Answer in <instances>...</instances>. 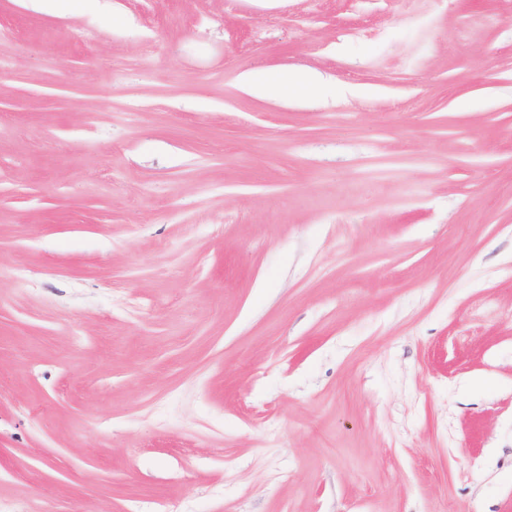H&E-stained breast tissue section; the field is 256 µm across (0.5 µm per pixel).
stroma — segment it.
Here are the masks:
<instances>
[{
	"instance_id": "obj_1",
	"label": "stroma",
	"mask_w": 512,
	"mask_h": 512,
	"mask_svg": "<svg viewBox=\"0 0 512 512\" xmlns=\"http://www.w3.org/2000/svg\"><path fill=\"white\" fill-rule=\"evenodd\" d=\"M0 512H512V0H0ZM241 78L244 87L255 95L285 99L303 97L325 87L322 76L314 72H295L276 81L265 80L253 73H245Z\"/></svg>"
}]
</instances>
